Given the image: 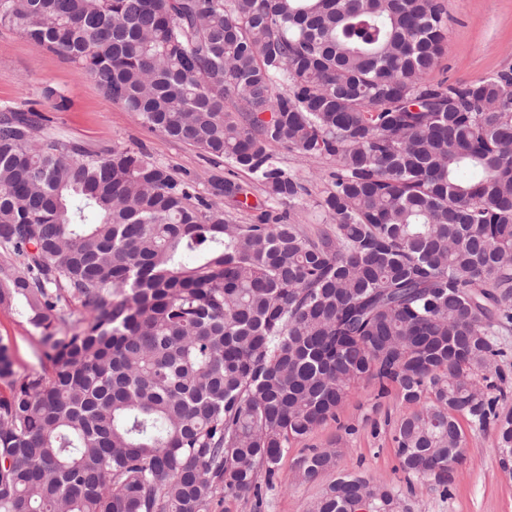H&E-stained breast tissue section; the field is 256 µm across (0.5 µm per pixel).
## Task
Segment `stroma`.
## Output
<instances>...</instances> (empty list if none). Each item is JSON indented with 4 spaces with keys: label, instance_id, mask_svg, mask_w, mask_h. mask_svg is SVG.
I'll return each mask as SVG.
<instances>
[{
    "label": "stroma",
    "instance_id": "35a3bbf8",
    "mask_svg": "<svg viewBox=\"0 0 512 512\" xmlns=\"http://www.w3.org/2000/svg\"><path fill=\"white\" fill-rule=\"evenodd\" d=\"M444 4L448 43L431 80L469 82L512 69V0H444ZM48 86L69 100V109H56L44 98L43 90ZM4 106L41 112L68 137L97 148L123 145L142 150L151 161L194 180L203 194L208 193L213 176L228 174L192 146L138 123L122 105L105 97L95 83L80 76L70 61L0 26V108ZM275 155L309 189L305 226L323 224L325 217L314 201L328 184L330 164L310 166L296 153L280 147ZM0 336L12 341L17 375L39 369L40 335L27 321L23 301L0 307ZM409 411L396 391L382 396L376 385L361 382L338 410L336 419L289 448L261 502L228 498L215 512H308L322 488L334 476L344 474L386 485L399 497L404 512H512V472L503 467L495 449L493 427L465 424V457L455 466L452 483L443 487L433 479L407 474L399 464L393 434L399 419ZM329 446L338 452L334 472L302 481L298 460Z\"/></svg>",
    "mask_w": 512,
    "mask_h": 512
}]
</instances>
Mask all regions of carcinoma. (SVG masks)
Segmentation results:
<instances>
[{"label": "carcinoma", "mask_w": 512, "mask_h": 512, "mask_svg": "<svg viewBox=\"0 0 512 512\" xmlns=\"http://www.w3.org/2000/svg\"><path fill=\"white\" fill-rule=\"evenodd\" d=\"M446 17L443 0H0V26L264 197L239 224L141 152L0 112V305L25 302L46 360L18 378L0 337V512L258 500L366 379L414 406L393 437L408 473L451 483L463 420L512 449L492 340L512 328V70L431 81ZM275 147L335 165L328 229L274 208L307 194ZM335 465L324 448L299 476ZM365 508L399 502L342 475L310 512Z\"/></svg>", "instance_id": "cac0c4a2"}]
</instances>
